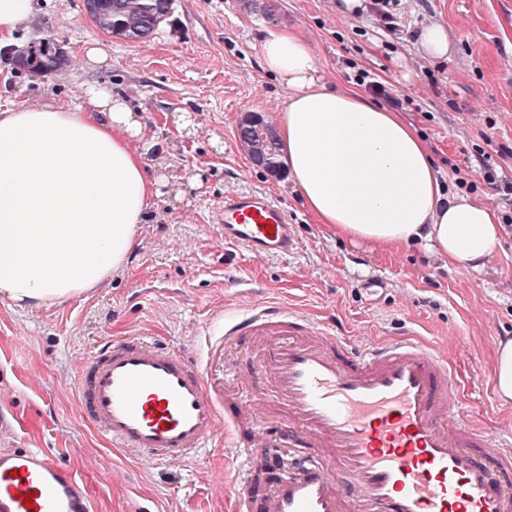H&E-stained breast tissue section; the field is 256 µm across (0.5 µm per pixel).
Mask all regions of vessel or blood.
<instances>
[{
  "instance_id": "1",
  "label": "vessel or blood",
  "mask_w": 512,
  "mask_h": 512,
  "mask_svg": "<svg viewBox=\"0 0 512 512\" xmlns=\"http://www.w3.org/2000/svg\"><path fill=\"white\" fill-rule=\"evenodd\" d=\"M225 244L256 257L292 251L287 212L261 193L228 192L217 218ZM258 336L305 457L273 485L252 451L273 448L261 398L219 390L213 367L225 345ZM203 357L141 330L109 339L83 360L74 383L80 417L113 447L164 464L195 458L216 441L239 464V512H512V423L487 433L461 416L460 389L432 347L401 336L354 344L334 324L264 303L225 319ZM347 472L352 487L336 482ZM0 512H89L84 484L53 454L0 449Z\"/></svg>"
}]
</instances>
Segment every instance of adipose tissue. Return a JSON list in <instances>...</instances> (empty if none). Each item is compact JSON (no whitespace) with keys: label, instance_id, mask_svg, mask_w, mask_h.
<instances>
[{"label":"adipose tissue","instance_id":"1","mask_svg":"<svg viewBox=\"0 0 512 512\" xmlns=\"http://www.w3.org/2000/svg\"><path fill=\"white\" fill-rule=\"evenodd\" d=\"M261 59L287 91L278 160L317 223L379 248L426 239L453 268L482 266L499 238L494 208L444 192L397 113L327 85L294 30H267ZM142 132L138 113L95 85L69 109H0V299L48 308L123 270L159 194Z\"/></svg>","mask_w":512,"mask_h":512}]
</instances>
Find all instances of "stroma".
<instances>
[{"label":"stroma","mask_w":512,"mask_h":512,"mask_svg":"<svg viewBox=\"0 0 512 512\" xmlns=\"http://www.w3.org/2000/svg\"><path fill=\"white\" fill-rule=\"evenodd\" d=\"M278 26L310 45L318 74L337 89L356 75L403 99L400 117L423 139L444 187L471 181L470 198L501 209L485 167L512 175V0H401L396 33L372 12L347 14L337 0H274ZM444 25L447 57L420 48L421 28ZM269 22L244 0H174L150 38L124 40L96 27L84 0H36L31 22L0 53V106L75 104L96 84L139 112L150 174L159 194L128 263L103 287L64 304L26 311L0 300V449L52 451L85 483L91 512H235L232 463L223 445L189 462L156 464L110 447L80 420L73 382L84 357L109 337L139 328L202 352L220 318L256 303L281 302L364 341L414 330L452 367L464 404L488 428L512 419L494 391V356L512 336V235L482 268L455 270L431 242L398 249L337 236L306 210L285 169L255 166L238 128L248 112L272 120L286 90L262 66ZM65 57L45 75L17 54L36 33ZM106 55L87 62L85 50ZM489 157L480 165L478 154ZM228 191L268 195L288 213L293 254L257 258L225 245L215 216ZM391 282L369 296L360 284ZM260 340L243 337L227 352L226 379L250 378Z\"/></svg>","instance_id":"1"}]
</instances>
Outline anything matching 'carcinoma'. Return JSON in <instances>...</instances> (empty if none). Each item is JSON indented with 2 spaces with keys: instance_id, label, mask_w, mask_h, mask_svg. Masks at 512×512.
Returning <instances> with one entry per match:
<instances>
[{
  "instance_id": "carcinoma-1",
  "label": "carcinoma",
  "mask_w": 512,
  "mask_h": 512,
  "mask_svg": "<svg viewBox=\"0 0 512 512\" xmlns=\"http://www.w3.org/2000/svg\"><path fill=\"white\" fill-rule=\"evenodd\" d=\"M95 13L91 15L96 26L114 36L124 39H142L155 32L172 9L171 0H94ZM33 44L38 46V68L45 73H52L59 66L46 53V38L36 37ZM239 139L246 151L251 145L262 140L273 148H278L277 137L271 125L260 127L247 123L239 127Z\"/></svg>"
}]
</instances>
